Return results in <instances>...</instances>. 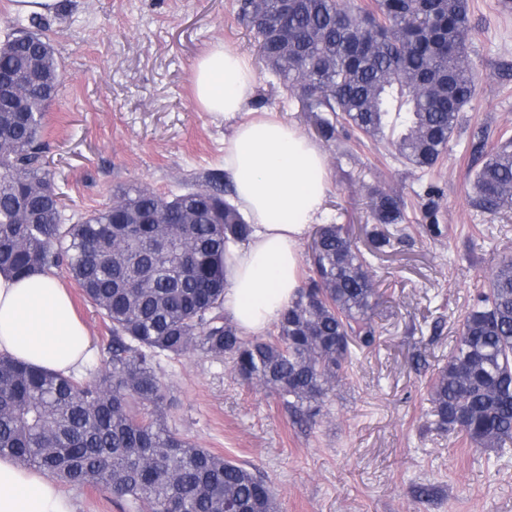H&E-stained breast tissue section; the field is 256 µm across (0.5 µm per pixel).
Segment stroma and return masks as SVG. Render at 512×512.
<instances>
[{
    "label": "stroma",
    "instance_id": "35a3bbf8",
    "mask_svg": "<svg viewBox=\"0 0 512 512\" xmlns=\"http://www.w3.org/2000/svg\"><path fill=\"white\" fill-rule=\"evenodd\" d=\"M235 0H59L40 17L64 87L47 115L45 159L64 215L76 218L138 184L178 194L224 170V123L195 104L192 65L217 40L244 55L257 76L252 108L275 113L319 140L327 156L326 222L349 225L370 243L372 194L406 203L407 238L374 255L381 300L377 340L360 352L316 424L296 421L274 396L235 377L223 359L197 351L162 362L169 425L224 457L257 469L279 512H512V453L470 448L429 427L427 385L448 360L461 318L490 267L512 254V211L474 208L470 182L483 162L467 150L512 137V5L468 0L477 96L461 114L447 152L427 175L393 161L387 145L319 134L262 61ZM434 186L440 239L422 230L415 194ZM64 281L92 339V368L104 367L110 333L95 308ZM432 489L419 501L415 489Z\"/></svg>",
    "mask_w": 512,
    "mask_h": 512
}]
</instances>
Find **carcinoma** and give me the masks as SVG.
Instances as JSON below:
<instances>
[{
    "mask_svg": "<svg viewBox=\"0 0 512 512\" xmlns=\"http://www.w3.org/2000/svg\"><path fill=\"white\" fill-rule=\"evenodd\" d=\"M350 0H237L261 58L329 141L337 126L392 146L415 171L444 156L475 94L467 0H374L379 30ZM27 111L0 108V270L64 266L107 324L108 364L92 379L63 376L0 355V455L67 486L112 491L145 512H277L253 468L169 428L160 361L193 351L222 356L235 375L270 391L296 419L324 415L356 350L376 342L375 271L343 224L318 226L313 276L266 337L242 336L224 312V254L252 225L225 198L220 174L159 195L132 185L67 224L43 157L46 108L61 64L26 19L0 44V84ZM472 203L512 210V138L490 148L471 181ZM375 247H394L399 195L373 196ZM424 230L443 235L428 203ZM430 426L474 448L512 447V256L498 258L464 315L429 392Z\"/></svg>",
    "mask_w": 512,
    "mask_h": 512,
    "instance_id": "obj_1",
    "label": "carcinoma"
}]
</instances>
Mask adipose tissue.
Wrapping results in <instances>:
<instances>
[{"label":"adipose tissue","mask_w":512,"mask_h":512,"mask_svg":"<svg viewBox=\"0 0 512 512\" xmlns=\"http://www.w3.org/2000/svg\"><path fill=\"white\" fill-rule=\"evenodd\" d=\"M198 108L223 119L224 169L253 225L225 257L224 308L247 336L263 334L301 286V245L320 223L328 189L323 150L296 125L247 119L257 84L252 66L223 41L192 67ZM88 330L50 271L25 276L0 270V352L64 374L89 360ZM0 512H77L56 481L0 457Z\"/></svg>","instance_id":"obj_1"}]
</instances>
